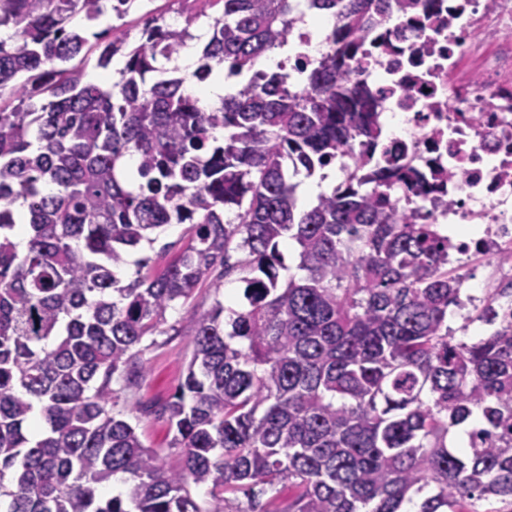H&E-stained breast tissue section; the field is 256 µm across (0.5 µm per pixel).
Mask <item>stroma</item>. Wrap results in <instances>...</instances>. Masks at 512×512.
<instances>
[{
	"label": "stroma",
	"instance_id": "35a3bbf8",
	"mask_svg": "<svg viewBox=\"0 0 512 512\" xmlns=\"http://www.w3.org/2000/svg\"><path fill=\"white\" fill-rule=\"evenodd\" d=\"M239 289L240 284L233 276L222 280L217 287L206 280L195 288L189 299L168 310L163 334L141 355L146 374L114 399L116 410L135 428L142 443L156 451L166 463H175L178 451L170 447L168 424L165 418L158 416L157 410L186 374L192 356L188 333L195 317L210 311L216 301L224 302L237 296Z\"/></svg>",
	"mask_w": 512,
	"mask_h": 512
}]
</instances>
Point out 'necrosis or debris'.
Returning <instances> with one entry per match:
<instances>
[{"mask_svg":"<svg viewBox=\"0 0 512 512\" xmlns=\"http://www.w3.org/2000/svg\"><path fill=\"white\" fill-rule=\"evenodd\" d=\"M352 79L380 98L383 146L425 187L394 183L391 206L455 239L459 267L487 255L491 288L512 289V0H421L380 16Z\"/></svg>","mask_w":512,"mask_h":512,"instance_id":"obj_1","label":"necrosis or debris"}]
</instances>
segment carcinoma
<instances>
[{"instance_id": "obj_1", "label": "carcinoma", "mask_w": 512, "mask_h": 512, "mask_svg": "<svg viewBox=\"0 0 512 512\" xmlns=\"http://www.w3.org/2000/svg\"><path fill=\"white\" fill-rule=\"evenodd\" d=\"M393 1L419 2L305 0L335 22L330 54L207 106L188 86L216 67L250 76L288 44L298 0H199L223 11L178 76L160 61L194 15L96 33L99 67L124 58L109 88L87 80L72 21L108 2L122 20L137 0H0V512H203L191 484L244 492L238 512H404L419 495L415 512L512 507V323L488 294L461 315L488 333L455 341L452 244L389 208L394 181L420 174L386 150L307 210L290 178L379 144L378 99L350 72ZM170 224L191 225L188 245L123 282L130 251ZM213 274L238 276L243 304L195 319L160 409L180 449L165 466L112 412V383L144 373L137 347Z\"/></svg>"}]
</instances>
